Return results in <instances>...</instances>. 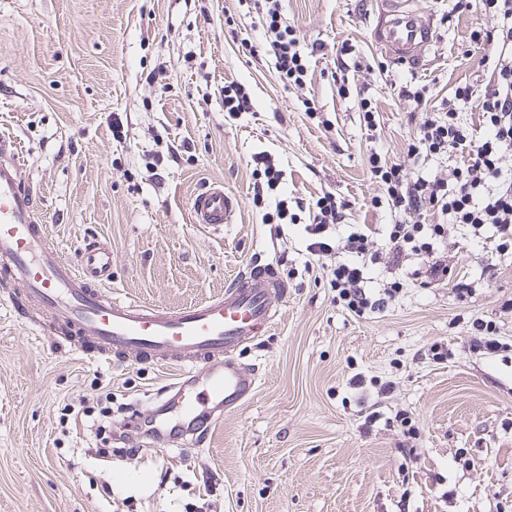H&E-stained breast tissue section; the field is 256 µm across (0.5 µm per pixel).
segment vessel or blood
Returning <instances> with one entry per match:
<instances>
[{
  "instance_id": "b4317fda",
  "label": "vessel or blood",
  "mask_w": 512,
  "mask_h": 512,
  "mask_svg": "<svg viewBox=\"0 0 512 512\" xmlns=\"http://www.w3.org/2000/svg\"><path fill=\"white\" fill-rule=\"evenodd\" d=\"M371 38L391 60L416 64L435 40L431 24L408 0H379ZM23 168L13 143L0 139V276L50 312L66 332L79 336L83 358L108 361L136 352L179 373L163 403L170 441L205 445L214 427L254 393L258 376L233 358L243 344L263 336L284 284L268 267H251L224 294L169 312L104 294L112 278V248L95 242L71 263L50 242L36 217L32 191L21 186ZM238 201L223 186L202 187L191 202L194 223L234 221Z\"/></svg>"
}]
</instances>
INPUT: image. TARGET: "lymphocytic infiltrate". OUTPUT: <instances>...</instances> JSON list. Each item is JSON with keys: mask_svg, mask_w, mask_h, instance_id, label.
I'll use <instances>...</instances> for the list:
<instances>
[{"mask_svg": "<svg viewBox=\"0 0 512 512\" xmlns=\"http://www.w3.org/2000/svg\"><path fill=\"white\" fill-rule=\"evenodd\" d=\"M264 2L261 48L274 58L276 71L286 85L302 87L308 61L297 45L295 31L283 24L279 0ZM453 10L478 11L492 21L491 27L472 33L473 40L491 47L486 62L492 68L493 82L481 102L486 136L474 138L459 119V104L473 96L470 85L458 86L453 99L438 108L429 107L425 87L405 85L399 95L426 114L408 145L410 159L425 161L464 151L469 163L434 176H419L411 174L404 163H388L378 153H371L370 178L382 187L389 207L401 214V221L388 225L379 235L370 225L359 224L346 237L332 238L328 230L341 223L344 204L327 193L316 200L313 222L305 227L308 254L334 258L333 285L347 308L359 315L388 307L399 288L393 281L372 289L368 265L385 260L399 267L416 255L428 261L430 275H447V265L436 261L435 256L451 225L469 228L476 238L483 227H491L496 252L512 251V168L503 163L512 154V0H454ZM426 210L446 216V223H420L419 216Z\"/></svg>", "mask_w": 512, "mask_h": 512, "instance_id": "f902f5d3", "label": "lymphocytic infiltrate"}]
</instances>
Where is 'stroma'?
<instances>
[{
	"label": "stroma",
	"instance_id": "1",
	"mask_svg": "<svg viewBox=\"0 0 512 512\" xmlns=\"http://www.w3.org/2000/svg\"><path fill=\"white\" fill-rule=\"evenodd\" d=\"M280 4L309 60L300 88L250 54L264 39L255 0H0V134L16 142L60 253L74 261L87 242L111 243L107 291L166 311L223 293L254 265L286 286L274 325L234 353L258 373L251 399L209 446L164 452L144 422L174 368L83 361L50 334L46 310L0 280V512H512V312L501 307L512 253L452 229L438 257L474 281L472 298L451 279L414 277L413 263L379 265L376 283L404 286L362 315L339 302L330 259L305 254L308 206L324 193L345 202V224L395 223L367 159L403 160L423 120L396 87L426 86L434 105L465 83L483 93L490 48L471 33L491 21L412 0L437 40L410 68L370 38L377 0ZM233 82L252 109L232 117ZM362 86L377 105L371 133ZM116 117L125 139L112 136ZM261 152L284 180L257 205ZM208 184L237 198L234 223H193ZM478 317L505 351L470 350ZM435 343L451 358L432 360ZM358 373L392 392L351 390ZM374 410L381 421L364 429Z\"/></svg>",
	"mask_w": 512,
	"mask_h": 512
}]
</instances>
